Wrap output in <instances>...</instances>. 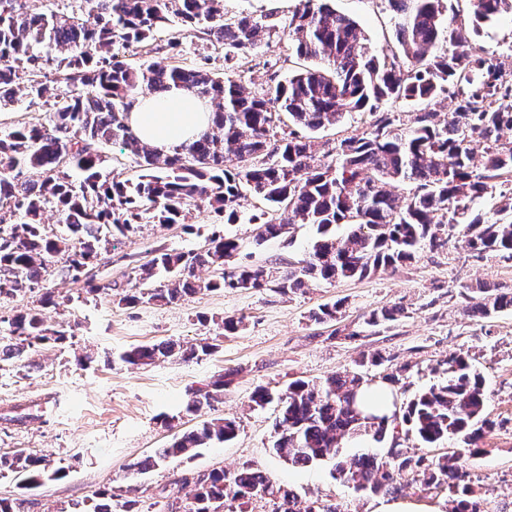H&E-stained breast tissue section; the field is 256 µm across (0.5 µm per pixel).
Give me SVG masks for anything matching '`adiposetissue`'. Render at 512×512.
<instances>
[{
	"instance_id": "ef3b65f1",
	"label": "adipose tissue",
	"mask_w": 512,
	"mask_h": 512,
	"mask_svg": "<svg viewBox=\"0 0 512 512\" xmlns=\"http://www.w3.org/2000/svg\"><path fill=\"white\" fill-rule=\"evenodd\" d=\"M211 119L205 102L178 88L138 97L127 114L137 137L162 153L195 139Z\"/></svg>"
}]
</instances>
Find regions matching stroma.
<instances>
[{
	"label": "stroma",
	"mask_w": 512,
	"mask_h": 512,
	"mask_svg": "<svg viewBox=\"0 0 512 512\" xmlns=\"http://www.w3.org/2000/svg\"><path fill=\"white\" fill-rule=\"evenodd\" d=\"M332 5L359 24L371 50L395 45L394 15L383 0H332ZM291 7V0H224L233 18L276 12L271 54L261 46L225 60L222 45L187 33L175 17L156 32V43L165 45L164 55L174 64L216 73L232 68L247 91L260 93L272 73L284 78L297 68L289 60L285 30ZM474 43L501 53L504 65L512 67V13L485 24ZM53 108V101L19 90L14 102L0 107V135L19 125L44 122ZM264 208L263 201L250 194L241 200L234 224L195 207L184 225L144 221L136 234L113 239L111 253L94 269L95 279L102 286L125 288L156 251L202 250L216 229L239 244L233 265L284 271L303 258L312 229L297 224L281 237L259 241L251 218ZM479 284L512 292V258L474 253L460 234L449 237L443 248L421 247L410 263L397 269L313 283L285 295L271 287L226 289L172 304L129 308L104 294L87 299L80 285L51 273L45 285L67 299L66 311L78 323L75 338L71 345L45 350L34 368L0 370V415L17 406L35 417L23 425L0 423V454L30 448L67 467L68 474L27 493L14 478L0 477V498H23L22 512H56L70 501L110 488L135 500L138 512H171V504L193 493L192 487L180 485L181 476L212 469L231 473L249 464L292 488L301 505L315 502L336 505L341 512H376L386 495L359 492L333 479L329 465L295 468L275 456L272 441L279 408L274 403L254 406L253 391L281 390L298 378L319 381L358 368L378 380L403 366L407 379L394 396L405 403L419 391L446 382V360L457 353L484 377L485 415L494 423L484 440L485 454L467 462L471 485L484 512H512V311L472 317L461 288ZM337 301L344 307L336 321L311 320L313 310ZM383 307L400 308L403 314L368 328L365 316ZM227 317L241 320L242 327L224 336L211 355L149 367L120 359L122 352L141 344L202 342L218 335L217 324ZM85 353L95 360L83 367L77 358ZM367 354L381 355L382 364L362 365ZM222 372L231 373L232 381L209 414L236 418V437L203 449L194 459L176 460L144 474L133 472V463L168 444L175 431L198 423V416L185 411L188 390Z\"/></svg>",
	"instance_id": "stroma-1"
}]
</instances>
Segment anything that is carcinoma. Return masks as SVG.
Here are the masks:
<instances>
[{
  "instance_id": "1",
  "label": "carcinoma",
  "mask_w": 512,
  "mask_h": 512,
  "mask_svg": "<svg viewBox=\"0 0 512 512\" xmlns=\"http://www.w3.org/2000/svg\"><path fill=\"white\" fill-rule=\"evenodd\" d=\"M87 20L77 13L30 14L26 0H0V103L14 100L20 84L30 94L57 98L44 123L24 125L0 136V298L41 288L49 269L61 272L86 293L104 287L88 275L116 236L126 237L150 217L160 224H182L188 210L206 207L237 219V205L251 192L283 215L261 221L260 239L276 238L291 224H310L316 236L310 251L278 278L263 267L228 272L239 244L215 230L199 252L159 251L128 288L113 295L119 305L173 303L226 288H265L293 292L311 279L334 282L364 278L411 262L423 246L445 245L447 235L463 227L469 247L512 258V72L493 52L477 51L472 39L482 24L512 11V0H467L471 29L448 13L445 0H387L397 15L396 41L380 54L370 50L356 21L337 12L329 0H296L288 19V45L299 59H320L323 67H303L260 94L246 92L233 74L216 76L186 69L164 59L138 67L126 62L128 49L154 38L178 17L189 32L224 45V60L255 49L277 23L270 16L227 19L224 0H96ZM63 70L66 89L37 77L48 64ZM180 86L213 106L212 129L196 140L161 154L142 143L126 115L139 96ZM448 98L455 108L442 123L432 106ZM418 105L409 124L396 105ZM288 114L294 128L279 139L271 135L275 115ZM347 112L371 116L366 132L351 134L321 152L314 133L340 121ZM482 145L476 156L473 145ZM118 145L138 158L136 180L104 178L103 145ZM83 180L75 185L70 171ZM409 183L408 197L391 191ZM497 198L492 216L474 213L473 204ZM65 230L43 222L47 209ZM208 267L207 280L195 270ZM470 312L488 317L512 310V293L471 288ZM63 302L42 288L36 305L7 320L9 338L0 336V363L29 367L34 354L64 346L78 322H49L44 310ZM343 304H326L313 312L317 323L336 320ZM401 310L384 307L365 318L369 327L397 319ZM219 344L185 346L174 341L132 347L121 355L130 365L151 366L174 355L185 361L214 353ZM448 381L420 391L404 406L402 418L364 412L359 388L373 380L342 372L320 382L297 379L285 390L260 387L252 402L280 406L273 453L292 466L333 463L331 475L362 492L386 495L415 484L425 494L445 493L448 512H482L467 483L465 459L482 451L493 423L484 417L482 376L466 359L451 354ZM229 385L219 374L188 391L185 410L198 414L224 397ZM234 418H212L174 436L148 459L133 464L139 473L168 462L193 458L204 448L232 441ZM415 436L431 447L449 440L458 446L428 458L396 446L384 455L342 456V442L363 434L381 442L387 432ZM11 473L23 490L59 480L66 469L55 467L36 451L20 448L0 455V474ZM195 487L181 512H224L237 504L269 498L282 512H341L335 505L316 510L296 508L297 497L244 465L181 477ZM90 506L74 501L58 512H114L112 490L95 494Z\"/></svg>"
}]
</instances>
